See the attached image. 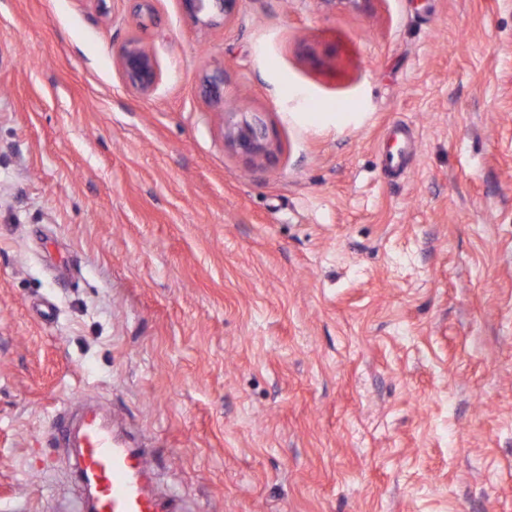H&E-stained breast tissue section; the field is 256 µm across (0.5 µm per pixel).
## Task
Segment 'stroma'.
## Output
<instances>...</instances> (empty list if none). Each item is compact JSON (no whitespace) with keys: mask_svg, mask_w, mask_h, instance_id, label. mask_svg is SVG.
Wrapping results in <instances>:
<instances>
[{"mask_svg":"<svg viewBox=\"0 0 512 512\" xmlns=\"http://www.w3.org/2000/svg\"><path fill=\"white\" fill-rule=\"evenodd\" d=\"M151 5L0 0V512L87 393L193 512H512V0ZM239 0H182L184 11L203 27L216 25L235 12ZM118 65L125 82L143 95L151 94L159 84V64L136 38H129L120 47ZM203 94L211 101H224V70L213 69L203 78ZM224 119V144L251 160L268 159L272 153L268 129L255 112L229 109Z\"/></svg>","mask_w":512,"mask_h":512,"instance_id":"35a3bbf8","label":"stroma"}]
</instances>
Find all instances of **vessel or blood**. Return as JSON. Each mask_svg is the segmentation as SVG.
Here are the masks:
<instances>
[{
  "label": "vessel or blood",
  "instance_id": "b4317fda",
  "mask_svg": "<svg viewBox=\"0 0 512 512\" xmlns=\"http://www.w3.org/2000/svg\"><path fill=\"white\" fill-rule=\"evenodd\" d=\"M57 443L76 451L72 512H182L176 496L155 490L147 449L115 435L112 413L99 400L60 417Z\"/></svg>",
  "mask_w": 512,
  "mask_h": 512
}]
</instances>
